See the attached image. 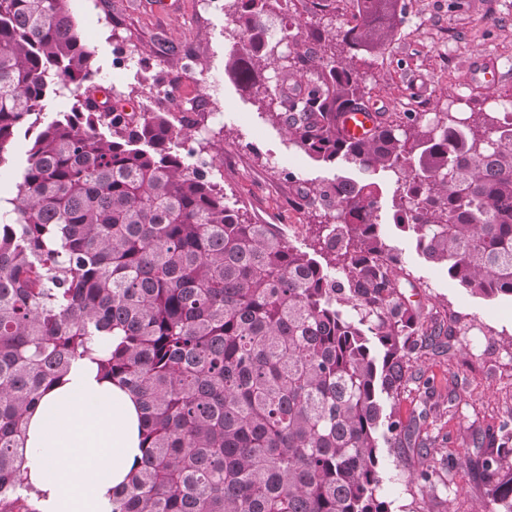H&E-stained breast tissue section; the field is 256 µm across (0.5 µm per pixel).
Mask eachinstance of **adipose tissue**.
Here are the masks:
<instances>
[{"label":"adipose tissue","mask_w":512,"mask_h":512,"mask_svg":"<svg viewBox=\"0 0 512 512\" xmlns=\"http://www.w3.org/2000/svg\"><path fill=\"white\" fill-rule=\"evenodd\" d=\"M141 425L138 397L118 383L77 369L54 386L25 425L39 512H111L143 455Z\"/></svg>","instance_id":"ef3b65f1"}]
</instances>
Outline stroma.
I'll use <instances>...</instances> for the list:
<instances>
[{
	"mask_svg": "<svg viewBox=\"0 0 512 512\" xmlns=\"http://www.w3.org/2000/svg\"><path fill=\"white\" fill-rule=\"evenodd\" d=\"M181 11L160 14L152 0H68L80 32L89 36L99 86L119 91L136 111L150 112L156 69L174 87L175 102L216 84L215 108L204 126L214 136L208 156L212 178L228 201L257 224L275 225L287 242L310 252L316 247L313 212L299 209L298 189L329 184L339 177L374 184L386 242L402 269L403 295L438 320L454 318V349L448 355L421 351L411 358L414 377L396 398L384 400L385 412L409 422L427 410L425 426L434 444L431 457L459 459L471 425L497 422L512 412V300L472 294L429 262L414 236L393 221L396 184L386 172L367 173L358 166L329 165L307 156L269 114L259 109L224 71L233 46L224 13L201 16L197 0H182ZM405 23L372 66L359 74L370 101L382 112L433 114L452 111L464 98L469 112H491L496 102H512V0H406ZM147 51L148 59L113 66L118 44ZM195 49L198 67L183 69L182 50ZM493 59V87L473 69L480 57ZM458 397L449 407V394ZM412 451L382 444L381 489L389 512H478L484 496L468 465L435 473L429 488L410 482L420 469Z\"/></svg>",
	"mask_w": 512,
	"mask_h": 512,
	"instance_id": "stroma-1",
	"label": "stroma"
}]
</instances>
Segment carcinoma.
I'll return each instance as SVG.
<instances>
[{
  "label": "carcinoma",
  "mask_w": 512,
  "mask_h": 512,
  "mask_svg": "<svg viewBox=\"0 0 512 512\" xmlns=\"http://www.w3.org/2000/svg\"><path fill=\"white\" fill-rule=\"evenodd\" d=\"M282 2L231 0L242 38L226 73L312 159L393 172V220L422 255L474 294L512 299L501 113L380 112L370 135L347 137L345 113L368 102L356 64L382 53L406 2L354 0L350 19L292 57L262 26ZM95 75L67 0H0V167L30 139L0 215V512H37L25 419L89 357L142 404L143 456L112 512H388L379 440L426 454L429 438L426 410L405 424L383 399L411 379L412 353L449 352L455 329L406 303L373 185L338 178L301 194L334 212L316 234L337 275L275 225L242 220L189 126L82 96ZM60 84L75 102L44 124ZM469 445L482 512H512V415L473 428Z\"/></svg>",
  "instance_id": "carcinoma-1"
}]
</instances>
